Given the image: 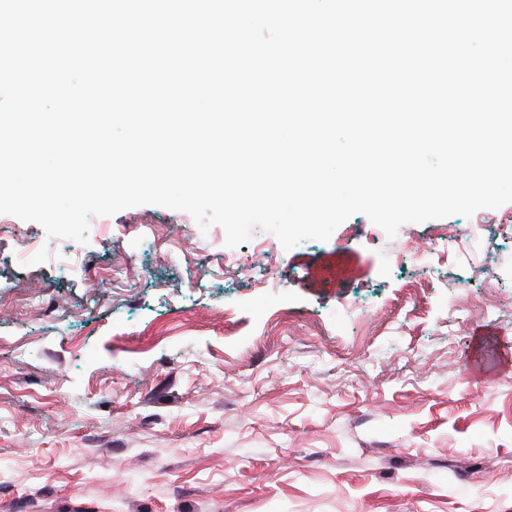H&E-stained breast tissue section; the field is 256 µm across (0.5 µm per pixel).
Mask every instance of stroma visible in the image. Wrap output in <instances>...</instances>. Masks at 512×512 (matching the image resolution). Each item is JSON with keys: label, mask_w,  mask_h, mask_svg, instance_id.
Segmentation results:
<instances>
[{"label": "stroma", "mask_w": 512, "mask_h": 512, "mask_svg": "<svg viewBox=\"0 0 512 512\" xmlns=\"http://www.w3.org/2000/svg\"><path fill=\"white\" fill-rule=\"evenodd\" d=\"M509 217L0 224V512H512Z\"/></svg>", "instance_id": "stroma-1"}]
</instances>
